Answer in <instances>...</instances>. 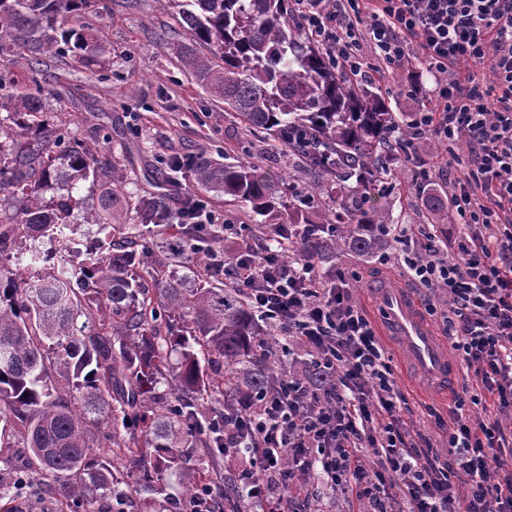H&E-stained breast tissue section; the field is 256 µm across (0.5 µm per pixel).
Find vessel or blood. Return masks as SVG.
I'll use <instances>...</instances> for the list:
<instances>
[{
    "label": "vessel or blood",
    "instance_id": "1",
    "mask_svg": "<svg viewBox=\"0 0 512 512\" xmlns=\"http://www.w3.org/2000/svg\"><path fill=\"white\" fill-rule=\"evenodd\" d=\"M379 336L398 345L407 363L432 389L449 390L455 383V363L423 317L418 302L397 277H383L375 284Z\"/></svg>",
    "mask_w": 512,
    "mask_h": 512
}]
</instances>
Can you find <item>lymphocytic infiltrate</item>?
I'll use <instances>...</instances> for the list:
<instances>
[{
    "label": "lymphocytic infiltrate",
    "mask_w": 512,
    "mask_h": 512,
    "mask_svg": "<svg viewBox=\"0 0 512 512\" xmlns=\"http://www.w3.org/2000/svg\"><path fill=\"white\" fill-rule=\"evenodd\" d=\"M308 32L347 77L366 75L363 48L394 69L412 55L432 77L411 85L428 105L409 125L474 151L449 195L463 229L427 245L409 269L448 297L453 355L466 367L447 417L446 450L412 435L393 357L352 297L343 268L295 257L303 233L245 225L224 284L307 357L261 395L224 414V450L245 460L243 485L265 512H293L288 490L320 478L364 512H512V0H295ZM488 69L480 82L469 68ZM492 406L485 417L469 406ZM375 449L367 468L362 451Z\"/></svg>",
    "instance_id": "lymphocytic-infiltrate-1"
}]
</instances>
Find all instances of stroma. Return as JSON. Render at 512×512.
I'll return each mask as SVG.
<instances>
[{"mask_svg": "<svg viewBox=\"0 0 512 512\" xmlns=\"http://www.w3.org/2000/svg\"><path fill=\"white\" fill-rule=\"evenodd\" d=\"M62 25L92 27L110 47V54L81 63L72 52L47 51L40 35H32L26 49V64L16 63L12 54H0V104L7 95L32 92L39 87L56 93L53 120L64 141L77 139L100 146L112 156L129 182L142 180L148 169H160L162 189L173 207H180L189 199L206 201L211 223L222 227L220 249L228 257L242 244L235 225L318 223L335 211L336 204L329 196L310 205L303 204L314 176L300 158L284 155L268 134H245L236 113L225 109L223 100L211 94L183 67L177 47L189 43L190 36L180 8L160 6L157 0H91L86 9L66 15ZM422 68V63L413 58L394 71L376 64L369 69L368 80L373 90L384 97L401 122H408L422 107L421 99L403 92L407 80ZM469 150L468 141L459 140L454 147L456 159L447 165L440 164L442 152L437 139L431 136L411 150L394 151L388 167L395 180L382 198L383 205L397 216L399 223L416 224L429 232L442 223L449 235H457L459 227L451 217L434 219L422 191L421 171L429 169L433 190L447 192L459 176ZM200 152L219 163L249 157L273 170L286 171L288 177L280 194L294 201V208L265 217L253 212L249 203L202 188L189 173L165 167L173 158ZM423 244L420 238L407 246L396 244L383 258L368 259L347 252L336 263L359 272L361 279L352 283L351 289L365 312H372L374 307L373 283L381 276L394 275L415 294L421 306H435L430 321L440 334L444 331L443 314L448 309L446 295L419 288L405 270L406 250H422ZM396 381L408 395L409 409L403 414L408 428L437 434L434 420L426 410L431 407L437 413L447 414V402L415 393L405 366L397 367Z\"/></svg>", "mask_w": 512, "mask_h": 512, "instance_id": "35a3bbf8", "label": "stroma"}]
</instances>
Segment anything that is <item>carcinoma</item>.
<instances>
[{"label": "carcinoma", "mask_w": 512, "mask_h": 512, "mask_svg": "<svg viewBox=\"0 0 512 512\" xmlns=\"http://www.w3.org/2000/svg\"><path fill=\"white\" fill-rule=\"evenodd\" d=\"M183 2L192 40L210 50L178 47L187 70L246 131L301 155L316 176L308 197L336 191L338 210L325 220L333 228L302 243V256L324 263L345 251H388L381 227L395 223L393 214L366 203L388 188L383 152L406 132L397 117L302 32L293 0ZM87 3L0 0V53L26 59L38 27L52 49L58 17ZM62 39L82 62L108 52L89 27ZM52 100L41 88L20 93L0 119V512H15L18 499H48L51 512H127L132 489L115 471L121 454L159 480L178 476L190 494L206 490L209 512H224V426L205 402L227 389L252 398L277 382L254 353L271 329L214 283L194 201L174 210L163 192L126 189L99 148L61 145L43 119ZM167 166L259 215L283 206L274 176L249 159L224 164L201 153ZM88 179L98 202L86 213L74 191ZM103 422L111 425L106 452L94 434Z\"/></svg>", "instance_id": "1"}]
</instances>
